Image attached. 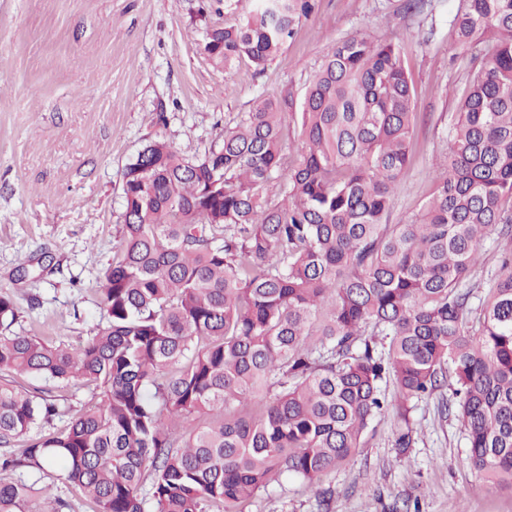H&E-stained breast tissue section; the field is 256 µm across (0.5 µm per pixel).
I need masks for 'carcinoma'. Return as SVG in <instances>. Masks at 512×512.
<instances>
[{
  "mask_svg": "<svg viewBox=\"0 0 512 512\" xmlns=\"http://www.w3.org/2000/svg\"><path fill=\"white\" fill-rule=\"evenodd\" d=\"M315 0H255L214 28L217 65L276 56ZM452 43L481 60L459 87L448 152L418 216L390 223L415 155V86L401 46L336 40L303 94L257 98L218 149L157 141L123 174L119 251L100 280L105 324L78 345L0 334V373L92 390L62 429L54 400L0 376V471H55L96 512H246L276 478L347 463L392 386L447 387L472 469L512 485V0H458ZM299 146L284 156V117ZM501 245L477 295L481 245ZM0 295V326L16 319ZM216 411L220 419L188 428ZM0 481V512H64Z\"/></svg>",
  "mask_w": 512,
  "mask_h": 512,
  "instance_id": "1",
  "label": "carcinoma"
}]
</instances>
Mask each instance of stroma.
<instances>
[{
  "label": "stroma",
  "mask_w": 512,
  "mask_h": 512,
  "mask_svg": "<svg viewBox=\"0 0 512 512\" xmlns=\"http://www.w3.org/2000/svg\"><path fill=\"white\" fill-rule=\"evenodd\" d=\"M316 0L281 52L257 69L215 66L203 51L225 22L218 0H0V293L17 309L10 330L76 345L104 319L100 277L123 235V172L156 141L191 159L261 94L301 95L333 40L365 30L402 47L416 87V155L400 177L391 223L432 194L470 58L448 39L457 0ZM25 278H18L19 266ZM15 381L55 399L65 426L91 399L78 382ZM420 436L397 455V408L377 417L352 459L324 482L333 512H512V486L469 467L464 428L441 395L415 402ZM35 492L52 486L71 512H93L72 487L34 470L0 474ZM251 512H321L297 480L258 493Z\"/></svg>",
  "instance_id": "1"
}]
</instances>
